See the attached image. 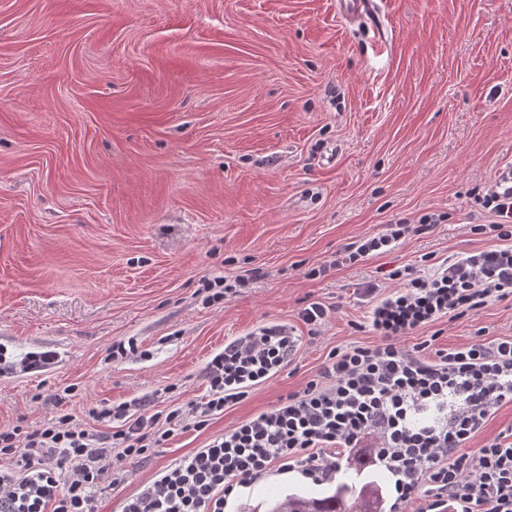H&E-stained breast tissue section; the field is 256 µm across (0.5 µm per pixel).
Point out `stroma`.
Here are the masks:
<instances>
[{
	"mask_svg": "<svg viewBox=\"0 0 512 512\" xmlns=\"http://www.w3.org/2000/svg\"><path fill=\"white\" fill-rule=\"evenodd\" d=\"M0 0V429L64 411L149 412L206 392L225 342L285 324L292 361L207 431L122 465L102 512L208 437L373 344L356 288L378 266L489 246L469 192L512 163V0ZM447 219L330 268L392 219ZM327 266L310 278L311 269ZM231 290L210 301L205 280ZM333 309L317 333L300 318ZM441 346L512 336V301L438 323ZM128 345L111 358L112 345ZM48 352L27 374L11 364ZM313 489L271 472L226 512ZM336 3L340 16L349 24L373 18L377 6L374 0H337Z\"/></svg>",
	"mask_w": 512,
	"mask_h": 512,
	"instance_id": "1",
	"label": "stroma"
}]
</instances>
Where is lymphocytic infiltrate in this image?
<instances>
[{"mask_svg": "<svg viewBox=\"0 0 512 512\" xmlns=\"http://www.w3.org/2000/svg\"><path fill=\"white\" fill-rule=\"evenodd\" d=\"M473 202L492 221L471 231L492 235L494 247L408 265L389 273L387 287L359 289L377 344L332 349L302 391L175 460L127 496L122 512H224L236 488L271 469L323 483L335 479L343 453L361 448L394 479L389 512H512V428L481 438L512 403V336L446 348L435 333L406 342L443 318L512 300V167ZM443 220L432 213L384 225L340 247L332 265L390 252ZM296 346L284 325L236 337L207 363L200 401L164 414H136L127 402L93 410L113 425L104 435L68 413L30 430L1 429L0 512H101L123 462L149 458L175 432L205 431L289 363Z\"/></svg>", "mask_w": 512, "mask_h": 512, "instance_id": "1", "label": "lymphocytic infiltrate"}]
</instances>
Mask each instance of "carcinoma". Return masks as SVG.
<instances>
[{"instance_id": "cac0c4a2", "label": "carcinoma", "mask_w": 512, "mask_h": 512, "mask_svg": "<svg viewBox=\"0 0 512 512\" xmlns=\"http://www.w3.org/2000/svg\"><path fill=\"white\" fill-rule=\"evenodd\" d=\"M375 461L345 458L336 485L318 490L292 488L272 497L266 512H385L382 486L373 477Z\"/></svg>"}]
</instances>
